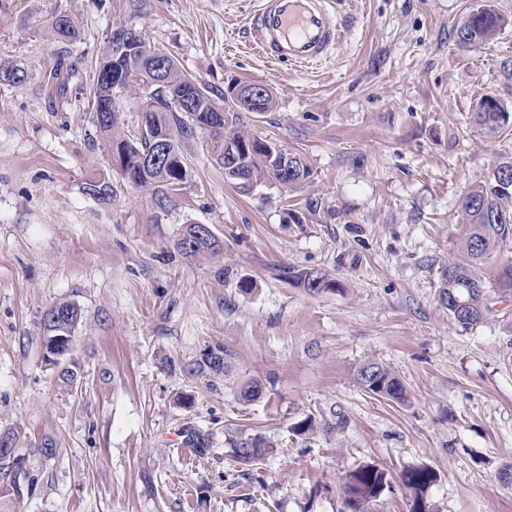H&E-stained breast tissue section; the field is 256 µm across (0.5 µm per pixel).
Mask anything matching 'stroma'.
Returning <instances> with one entry per match:
<instances>
[{"label": "stroma", "mask_w": 512, "mask_h": 512, "mask_svg": "<svg viewBox=\"0 0 512 512\" xmlns=\"http://www.w3.org/2000/svg\"><path fill=\"white\" fill-rule=\"evenodd\" d=\"M494 3L505 29L461 46L453 30L477 0H336L344 42L299 70L253 49L260 0H5L0 58L27 78L0 84V428L21 427L38 478L13 512H343L341 478L370 462L391 476L373 512H411L399 475L416 465L438 475L431 512H512V294L491 292L466 330L437 301L463 192L512 157V132L490 138L473 120L482 96L512 104V0ZM56 14L80 41L54 38ZM121 25L216 102L234 82L269 87L276 108L243 120L303 156L310 182L242 191L202 130L166 205L123 179L87 94L89 62ZM93 172L111 177V200L84 193ZM187 224L208 225L223 257L180 252ZM280 266L344 290L310 293ZM60 300L84 312L70 390L42 350ZM218 345L223 374H197ZM368 358L396 371L405 401L359 387ZM241 431L273 445L247 473L224 446ZM191 432L208 447L188 448ZM46 436L51 458L33 452ZM277 271L280 279L315 294L334 293L340 288L339 281L333 275L318 269L279 267Z\"/></svg>", "instance_id": "stroma-1"}]
</instances>
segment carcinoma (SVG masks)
<instances>
[{"mask_svg":"<svg viewBox=\"0 0 512 512\" xmlns=\"http://www.w3.org/2000/svg\"><path fill=\"white\" fill-rule=\"evenodd\" d=\"M503 17L490 9L485 16L472 18L460 26L455 35L466 34L472 43L489 41L500 31L497 22ZM58 39L72 43L80 37V30L72 17H67L64 26L51 24ZM165 62L166 89L157 91L152 111L146 113L141 129L133 136L126 135L120 127V110L110 97L112 85V64L115 52L107 41L99 56L90 62L92 83L89 96L100 105L93 113L97 130L105 140L110 152L122 161L121 175L135 186L154 190L155 200L162 205L169 200V192L176 189L188 176V168L156 165L141 168L137 160L154 150L153 136L161 132L178 155H183L182 139L191 137L196 130L208 131L211 151L215 161L224 164V146L236 150L237 161L244 168L246 180L238 185L250 190L255 185L273 183L281 190L292 191L308 182L313 175L305 159L291 155L288 173L279 170V158L271 154L270 141L250 133L241 123V113L270 112L276 105L271 90L252 106L245 108L236 101L224 102L220 107L210 95L205 84H200L206 104L198 111L196 104L179 103L172 91H180L188 78L182 68L170 56L141 40L137 51L120 60L122 68L132 72L137 81L130 84L127 92H136L139 83L153 74L159 62ZM25 69L10 60L0 61V82L22 85L26 80ZM499 109L489 111L484 101H479L475 118L477 124L488 136H496L512 128V105L498 102ZM112 187V180L105 173L89 175L83 183L85 194L99 201H109L112 196L101 192ZM463 233L457 248V255L448 260L439 274V304L448 310V317L458 326L467 329L480 322L490 307L488 289L500 292L512 290V261L500 265L492 279L488 280L482 270L504 249L512 247V159L495 163L486 175L472 184L461 200ZM201 225L185 226L177 246L189 257L215 259L224 252L223 243L214 233L203 234ZM278 277L312 293H334L340 283L332 275L318 269L278 268ZM83 321V310L70 301H58L43 314V341L51 337H66L61 343L64 351L72 348V338ZM226 353L221 347L210 349L196 362V372L206 375L224 373ZM81 378L80 368L70 362L58 373L60 385L66 389L77 386ZM355 381L365 392L377 397L394 400L405 399V388L396 372L386 363L367 359L355 370ZM272 445L263 437L255 435L230 441L227 456L241 468L247 470L258 464L269 453ZM27 454L10 457L0 452V509L9 506L11 500L20 495L15 481V471L27 470ZM437 480L436 472L427 465L407 468L401 474L403 487L413 500L412 512H430L427 505L428 493ZM390 487L385 469L372 463L363 464L345 474L341 484L345 512H371V505L377 502L386 488Z\"/></svg>","mask_w":512,"mask_h":512,"instance_id":"cac0c4a2","label":"carcinoma"}]
</instances>
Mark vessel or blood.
Listing matches in <instances>:
<instances>
[{
	"mask_svg": "<svg viewBox=\"0 0 512 512\" xmlns=\"http://www.w3.org/2000/svg\"><path fill=\"white\" fill-rule=\"evenodd\" d=\"M253 33L263 56L298 66L320 61L343 40V28L329 0H263Z\"/></svg>",
	"mask_w": 512,
	"mask_h": 512,
	"instance_id": "obj_1",
	"label": "vessel or blood"
}]
</instances>
